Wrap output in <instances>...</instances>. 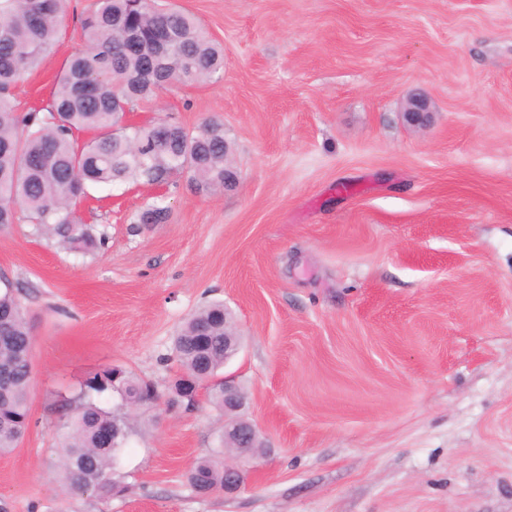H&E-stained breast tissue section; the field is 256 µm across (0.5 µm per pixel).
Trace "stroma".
Returning a JSON list of instances; mask_svg holds the SVG:
<instances>
[{
    "label": "stroma",
    "instance_id": "obj_1",
    "mask_svg": "<svg viewBox=\"0 0 512 512\" xmlns=\"http://www.w3.org/2000/svg\"><path fill=\"white\" fill-rule=\"evenodd\" d=\"M93 0L13 90L45 105ZM224 48L219 79L129 115L223 124L232 189L98 185L70 250L0 227V277L34 336L31 418L0 456L9 512H512V0H170ZM430 97L422 129L407 97ZM165 196L170 216L141 224ZM235 315L224 368L263 451L232 494L188 469L222 447L208 397L129 418L109 500L59 480L60 405L120 365L167 393L172 338L209 301Z\"/></svg>",
    "mask_w": 512,
    "mask_h": 512
}]
</instances>
